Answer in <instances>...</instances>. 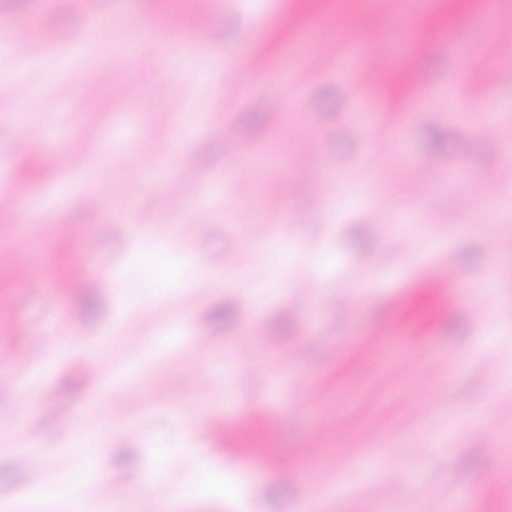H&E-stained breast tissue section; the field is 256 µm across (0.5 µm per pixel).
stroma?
Here are the masks:
<instances>
[{
  "instance_id": "obj_1",
  "label": "stroma",
  "mask_w": 512,
  "mask_h": 512,
  "mask_svg": "<svg viewBox=\"0 0 512 512\" xmlns=\"http://www.w3.org/2000/svg\"><path fill=\"white\" fill-rule=\"evenodd\" d=\"M141 24L152 33L138 49L155 64L113 71ZM42 27L53 40L0 59L15 86L0 98V181L17 196L0 207V249L19 253L0 267V374L13 377L0 387V439L13 441L0 448V502L38 496L36 463L41 487L83 472L57 512H99L101 486L112 512H159L143 492L152 474L179 484L204 464L241 495H196L180 512H301L334 482L321 512H512V68L487 74L512 59V0H97L90 15L67 0H0V41ZM350 40L358 68L391 78L345 76L336 59ZM231 66L239 80L225 79ZM487 94L491 139L476 135L478 115L448 107ZM34 129L47 139L31 141ZM91 162L124 184L103 186L94 207ZM185 177L197 194L174 191ZM395 183L408 195L388 197ZM271 192L281 209L267 215ZM468 194L485 201L471 226ZM420 200L438 208L410 235L395 216ZM164 216L175 225L157 248L178 276L153 288L141 268ZM261 222L290 241L287 266L256 246ZM493 236L507 244L494 259ZM371 255L384 260L372 278ZM488 269L493 289L476 290ZM34 276L42 290L28 288ZM146 306L175 311L179 335L164 340ZM49 335L70 348L51 356ZM150 341L161 398L121 380ZM126 389L136 402L117 429ZM353 454L364 469L348 467Z\"/></svg>"
}]
</instances>
